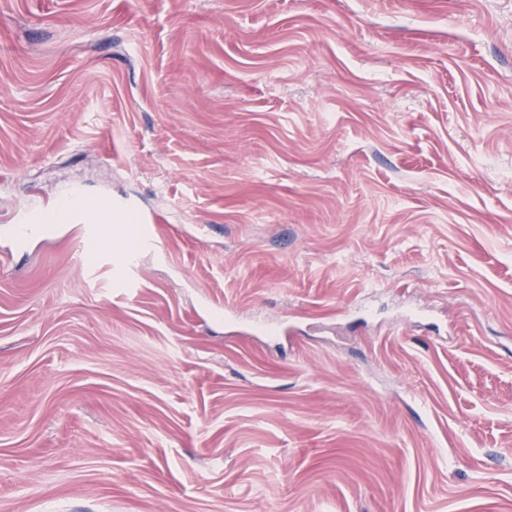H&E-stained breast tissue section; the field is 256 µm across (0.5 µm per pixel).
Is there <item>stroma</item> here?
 Instances as JSON below:
<instances>
[{
    "label": "stroma",
    "instance_id": "35a3bbf8",
    "mask_svg": "<svg viewBox=\"0 0 512 512\" xmlns=\"http://www.w3.org/2000/svg\"><path fill=\"white\" fill-rule=\"evenodd\" d=\"M0 512H512V0H0ZM83 239L88 237L90 241L97 243L96 251H107L112 253V246L115 244V239L122 234L112 235V208H107L104 213L100 215L98 222L95 224H88L79 228ZM140 223L141 224L131 227L129 233L131 247L126 254L125 262L118 268L125 281L131 279L133 263L140 252L158 251L162 249L159 238L152 229L153 225H151L157 223L156 218L144 213L141 216Z\"/></svg>",
    "mask_w": 512,
    "mask_h": 512
}]
</instances>
